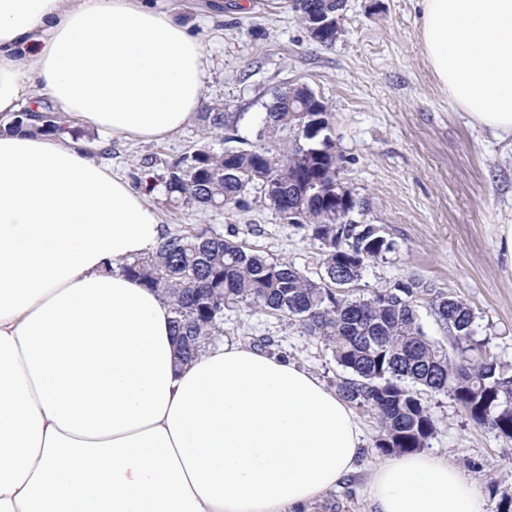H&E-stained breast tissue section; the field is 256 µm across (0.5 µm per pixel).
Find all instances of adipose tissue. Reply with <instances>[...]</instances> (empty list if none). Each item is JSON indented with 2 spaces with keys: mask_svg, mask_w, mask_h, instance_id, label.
<instances>
[{
  "mask_svg": "<svg viewBox=\"0 0 512 512\" xmlns=\"http://www.w3.org/2000/svg\"><path fill=\"white\" fill-rule=\"evenodd\" d=\"M424 54L470 122L512 138V0H417ZM211 61L166 0H0V121L50 103L160 141ZM165 229L70 135L0 132V512H310L358 468L349 403L234 340L174 364L169 302L125 263ZM375 512H482L424 452L377 463Z\"/></svg>",
  "mask_w": 512,
  "mask_h": 512,
  "instance_id": "obj_1",
  "label": "adipose tissue"
}]
</instances>
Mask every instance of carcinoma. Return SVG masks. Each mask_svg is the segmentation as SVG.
<instances>
[{"mask_svg":"<svg viewBox=\"0 0 512 512\" xmlns=\"http://www.w3.org/2000/svg\"><path fill=\"white\" fill-rule=\"evenodd\" d=\"M298 21L312 25L311 14H334L345 0H289ZM289 91L267 106L262 138L288 129V152L272 153L259 144L214 151L203 143L172 162L162 178L171 203L202 206L217 213L250 208V189L288 220L297 203L298 227L320 243L323 273L316 279L285 259H270L215 228L186 227L169 235L155 252L123 266L126 274L160 292L172 307L179 349L187 360L211 337L222 334L224 310L245 307L294 319L303 333L331 350L348 373L336 384L353 408L377 418L374 448L383 455L416 452L436 432L424 392L453 400L473 423L512 441V372L476 336V315L465 301L430 281L409 279L354 298L347 286L369 262L383 257L393 243L375 224H360L345 213L336 216L332 181H314L321 169L336 170L344 160L330 122V106L316 94ZM301 104L321 117L319 127L304 122ZM204 138L224 132L222 112H200ZM55 134L64 129L43 112H19L12 128ZM448 342L428 336L418 312L419 300Z\"/></svg>","mask_w":512,"mask_h":512,"instance_id":"cac0c4a2","label":"carcinoma"}]
</instances>
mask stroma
<instances>
[{
  "instance_id": "obj_1",
  "label": "stroma",
  "mask_w": 512,
  "mask_h": 512,
  "mask_svg": "<svg viewBox=\"0 0 512 512\" xmlns=\"http://www.w3.org/2000/svg\"><path fill=\"white\" fill-rule=\"evenodd\" d=\"M172 0L191 21L212 61L207 105L233 115L232 135L256 143L274 91L307 84L331 106L336 143L346 156L340 178L364 202L355 216L381 226L393 249L371 261L350 292L366 297L399 280H430L466 301L478 337L512 366V274L496 254V227L512 221V139L473 126L437 82L423 53L416 0H347L343 33L333 46L312 43L287 0ZM202 123L193 120L158 142L106 140L101 161L125 179L157 177L148 196L169 232L213 225L269 258L320 273V250L304 230L285 223L263 202L218 214L172 208L160 177L193 151ZM224 335L267 337L271 352L304 367L328 387L342 377L331 350L296 322L235 308L224 313ZM436 423L428 453L448 459L473 482L484 512H512V443L475 425L448 397L425 394ZM359 469L313 512H374L367 493L378 424L363 412Z\"/></svg>"
}]
</instances>
